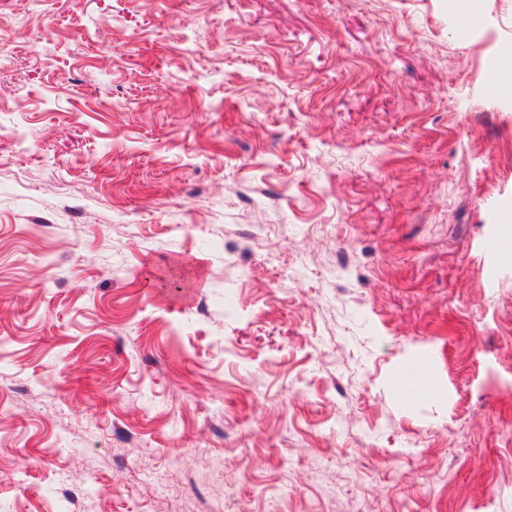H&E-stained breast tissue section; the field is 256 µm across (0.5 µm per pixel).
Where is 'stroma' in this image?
I'll list each match as a JSON object with an SVG mask.
<instances>
[{
  "label": "stroma",
  "mask_w": 512,
  "mask_h": 512,
  "mask_svg": "<svg viewBox=\"0 0 512 512\" xmlns=\"http://www.w3.org/2000/svg\"><path fill=\"white\" fill-rule=\"evenodd\" d=\"M476 2L0 0V512H512Z\"/></svg>",
  "instance_id": "35a3bbf8"
}]
</instances>
